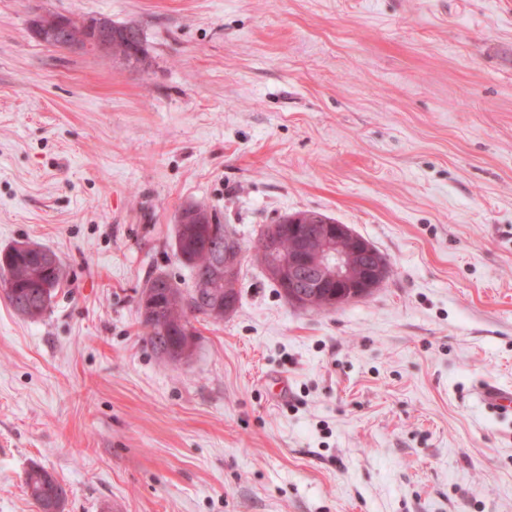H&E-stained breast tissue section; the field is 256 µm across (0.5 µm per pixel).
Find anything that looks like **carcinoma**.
Masks as SVG:
<instances>
[{
	"label": "carcinoma",
	"instance_id": "carcinoma-1",
	"mask_svg": "<svg viewBox=\"0 0 512 512\" xmlns=\"http://www.w3.org/2000/svg\"><path fill=\"white\" fill-rule=\"evenodd\" d=\"M173 248L181 254V264L191 270L192 286L184 289L168 275L154 274L145 281L141 292L152 293L155 308L143 312L140 302L137 308L144 328L143 341L162 359L181 361L189 359L196 347L197 337L187 335L190 318L201 315L213 321L223 320L219 312L224 310V288H197L200 281H214L216 273L213 251L201 238L177 228ZM64 278V268L47 271L40 264L39 255L25 251L19 243L0 250V289L14 310L29 320L44 316ZM161 323L167 327L164 335L158 330ZM24 484L29 498L43 512L66 506V489L45 468L30 467Z\"/></svg>",
	"mask_w": 512,
	"mask_h": 512
}]
</instances>
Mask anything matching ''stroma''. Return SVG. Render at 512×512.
<instances>
[{"instance_id":"obj_1","label":"stroma","mask_w":512,"mask_h":512,"mask_svg":"<svg viewBox=\"0 0 512 512\" xmlns=\"http://www.w3.org/2000/svg\"><path fill=\"white\" fill-rule=\"evenodd\" d=\"M140 30L133 68L36 16ZM243 248L240 300L171 365L142 340L181 287L180 211ZM317 211L390 261L373 295L290 306L258 230ZM53 250L32 321L0 292V512H512V0H0V249ZM288 381L274 396L272 380ZM479 401L487 408L502 413H512V387L487 384L478 391ZM24 484L27 494L38 509L43 511L39 512H54L58 503H61V510L57 512H64L67 491L54 477L52 473L40 466L30 467L24 478Z\"/></svg>"}]
</instances>
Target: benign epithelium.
<instances>
[{
	"mask_svg": "<svg viewBox=\"0 0 512 512\" xmlns=\"http://www.w3.org/2000/svg\"><path fill=\"white\" fill-rule=\"evenodd\" d=\"M32 31L50 46L78 49L120 60L129 66H140L141 52L128 50L118 53L134 29L122 27L101 18L81 21L64 14H44L32 22ZM177 223L187 233L212 223L209 211L200 206L183 209ZM296 240L294 250L280 247L284 236ZM267 249L263 266L267 276L288 292V299L297 306H306L316 289L329 286L336 289L332 308H340L381 287L388 278V268L379 259L375 247L356 235L346 224H332L316 213H299L266 229ZM242 247L230 243L216 262L224 278V314L234 309L239 288Z\"/></svg>",
	"mask_w": 512,
	"mask_h": 512,
	"instance_id": "7a95c632",
	"label": "benign epithelium"
}]
</instances>
